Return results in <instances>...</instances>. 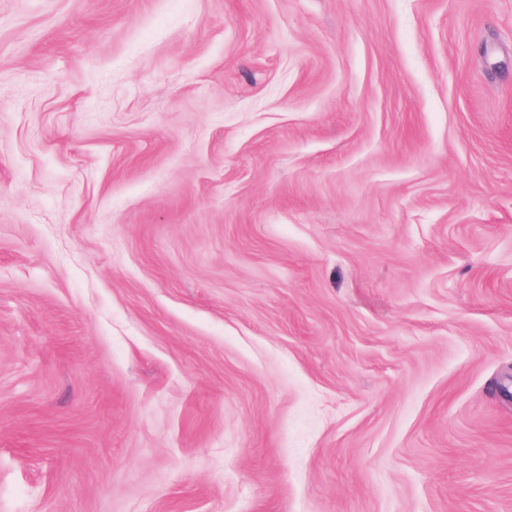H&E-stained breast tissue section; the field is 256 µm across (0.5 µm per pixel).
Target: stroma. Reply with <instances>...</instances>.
<instances>
[{"label": "stroma", "mask_w": 512, "mask_h": 512, "mask_svg": "<svg viewBox=\"0 0 512 512\" xmlns=\"http://www.w3.org/2000/svg\"><path fill=\"white\" fill-rule=\"evenodd\" d=\"M0 512H512V0H0Z\"/></svg>", "instance_id": "35a3bbf8"}]
</instances>
